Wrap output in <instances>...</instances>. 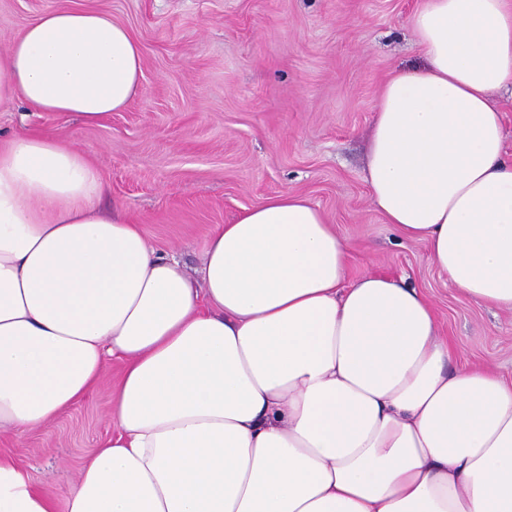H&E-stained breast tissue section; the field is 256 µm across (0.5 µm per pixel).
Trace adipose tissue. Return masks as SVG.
Returning <instances> with one entry per match:
<instances>
[{"mask_svg":"<svg viewBox=\"0 0 512 512\" xmlns=\"http://www.w3.org/2000/svg\"><path fill=\"white\" fill-rule=\"evenodd\" d=\"M425 65L375 106L365 181L465 297L512 312V0H419ZM143 78L110 14L36 17L0 53V107L94 124ZM81 151L35 128L0 144V430L44 426L123 364L111 438L66 512H512V378L450 369L428 297L346 283L326 214L282 192L217 225L199 280L159 253ZM0 512H56L0 455Z\"/></svg>","mask_w":512,"mask_h":512,"instance_id":"ef3b65f1","label":"adipose tissue"}]
</instances>
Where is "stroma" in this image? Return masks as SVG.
Here are the masks:
<instances>
[{
  "instance_id": "1",
  "label": "stroma",
  "mask_w": 512,
  "mask_h": 512,
  "mask_svg": "<svg viewBox=\"0 0 512 512\" xmlns=\"http://www.w3.org/2000/svg\"><path fill=\"white\" fill-rule=\"evenodd\" d=\"M418 0H0V52L38 15L62 7L111 14L138 39L141 89L95 124L0 109V135L26 127L87 153L107 192L150 243L200 264L219 224L284 192L306 196L344 238L347 280L369 272L405 278L431 299L454 367L512 376V312L459 294L372 204L367 136L383 83L422 59L407 18ZM107 363L97 385L45 427L0 431V454L23 463L56 497L112 434Z\"/></svg>"
}]
</instances>
